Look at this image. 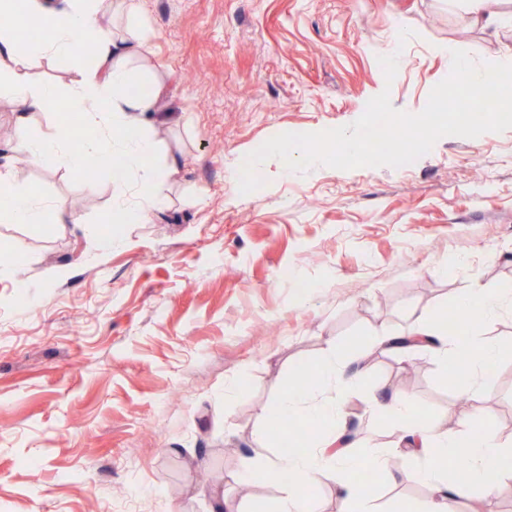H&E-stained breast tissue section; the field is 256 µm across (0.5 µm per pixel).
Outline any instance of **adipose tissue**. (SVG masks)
Masks as SVG:
<instances>
[{"label":"adipose tissue","instance_id":"ef3b65f1","mask_svg":"<svg viewBox=\"0 0 512 512\" xmlns=\"http://www.w3.org/2000/svg\"><path fill=\"white\" fill-rule=\"evenodd\" d=\"M14 13L23 14L28 21L38 24L46 37L38 42H23L17 35L0 34V87L7 88L14 97L37 110H46L58 101H65L70 111L89 120V134L77 150L62 149L55 138L28 135L16 144V151L34 161H47L76 174L82 171L84 157H94L110 171L117 187L125 184L133 171L148 170V177L139 185L137 203L131 206L116 203L112 215L117 224L147 220L164 205L168 172L149 167L155 145L141 120L143 113L156 111L160 91L153 83L133 80L125 66L127 59L139 53L140 41L135 38L112 41L100 24L97 0H73L71 12L63 17L56 15L44 0H0L1 15ZM76 46L81 47L94 66L82 73L67 91L31 84L13 67L20 57L30 62L48 54L67 57ZM0 193L13 201L12 207L0 209V221L44 224L54 217L51 209L35 205L32 194L17 187L10 171L0 170ZM475 330V324L468 323L454 333L442 332L436 328L433 316L422 313L412 333L426 337L427 349L442 363L461 369L469 387L475 389L480 386L487 365L497 356L492 348L476 350ZM374 405L390 414L412 440L414 449L402 456L400 467L408 479L432 488L420 512H450L456 498L467 495L473 487H488L489 474L512 471V445H502L491 425L478 428L469 425L460 433L449 435L442 432L440 420L421 414L406 394L375 399ZM287 415L300 417L306 427L313 429V444L288 458H272L262 467L246 469L240 475L241 480L281 483L283 492L273 512H312L313 500L307 491L330 470L336 475L337 491L345 512H363L365 492L353 474L361 466L382 467L386 459L380 450L360 458L347 452L326 455V448L334 446L345 435L343 393L327 398L316 410L307 411L299 395L283 392L266 418L272 421ZM462 448L466 449L471 465L468 477L456 482L449 477L442 461ZM284 472L289 475L285 481L280 478Z\"/></svg>","mask_w":512,"mask_h":512}]
</instances>
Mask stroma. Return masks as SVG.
Masks as SVG:
<instances>
[{"mask_svg":"<svg viewBox=\"0 0 512 512\" xmlns=\"http://www.w3.org/2000/svg\"><path fill=\"white\" fill-rule=\"evenodd\" d=\"M127 2L99 11L111 38L141 33L130 67L162 88L144 118L170 176L146 222L101 248L109 171L79 177L14 151L28 132L70 149L83 134H61L65 105L31 113L0 91V169L58 214L0 222V251L24 258L0 266V512H271L280 485L245 495L239 475L279 455L263 414L329 354L365 368L345 397L357 454L406 450L372 407L381 390L448 432L488 423L512 442V310L480 326L498 358L465 408L431 353L383 343L469 288L512 287V129L442 137L407 169L301 174L271 158L261 188L238 187L266 140L351 124L382 90L421 112L452 62L438 46L512 61V23L482 29L449 0H135L134 18ZM394 53L389 82L378 59ZM92 66L77 50L23 73L63 90ZM362 474L369 512L431 494L395 465Z\"/></svg>","mask_w":512,"mask_h":512,"instance_id":"35a3bbf8","label":"stroma"}]
</instances>
